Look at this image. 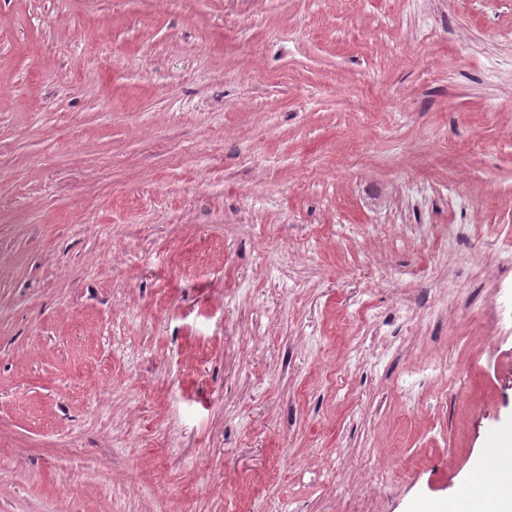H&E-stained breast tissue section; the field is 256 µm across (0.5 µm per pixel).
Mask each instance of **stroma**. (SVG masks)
<instances>
[{"instance_id":"obj_1","label":"stroma","mask_w":512,"mask_h":512,"mask_svg":"<svg viewBox=\"0 0 512 512\" xmlns=\"http://www.w3.org/2000/svg\"><path fill=\"white\" fill-rule=\"evenodd\" d=\"M494 239L512 0H0V512H448Z\"/></svg>"}]
</instances>
